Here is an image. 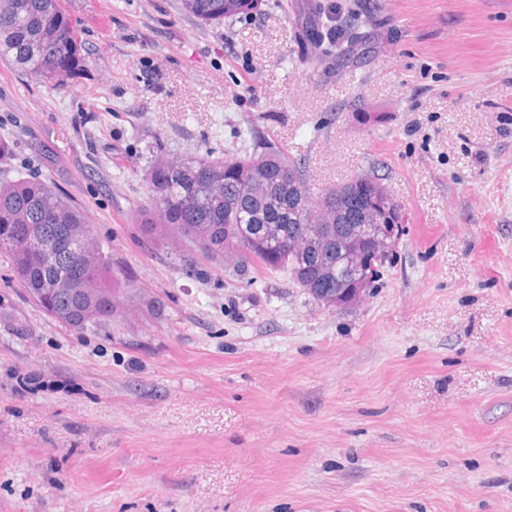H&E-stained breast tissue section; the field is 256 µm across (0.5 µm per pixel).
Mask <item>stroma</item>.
Returning a JSON list of instances; mask_svg holds the SVG:
<instances>
[{"label":"stroma","instance_id":"obj_1","mask_svg":"<svg viewBox=\"0 0 512 512\" xmlns=\"http://www.w3.org/2000/svg\"><path fill=\"white\" fill-rule=\"evenodd\" d=\"M63 8L86 64L52 90L0 59V174L85 210L119 310L72 329L0 253V512H512V0ZM246 129L312 193L369 175L401 205L359 303L140 232L148 158ZM182 10L203 24H221L224 18L245 11L244 0H181Z\"/></svg>","mask_w":512,"mask_h":512}]
</instances>
